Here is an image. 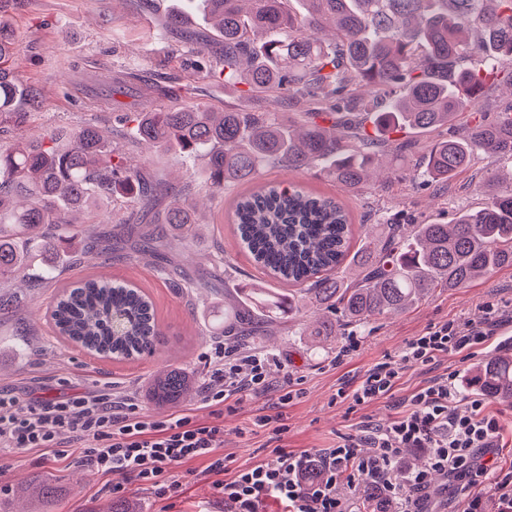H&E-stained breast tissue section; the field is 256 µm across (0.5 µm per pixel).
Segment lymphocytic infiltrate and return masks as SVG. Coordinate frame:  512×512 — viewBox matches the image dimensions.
<instances>
[{"label": "lymphocytic infiltrate", "mask_w": 512, "mask_h": 512, "mask_svg": "<svg viewBox=\"0 0 512 512\" xmlns=\"http://www.w3.org/2000/svg\"><path fill=\"white\" fill-rule=\"evenodd\" d=\"M479 322H444L408 340L397 359L372 365L353 388L338 397L362 407L391 397L402 373L422 368L440 355L486 348L501 321L498 307L488 304ZM276 358L215 346L210 371L195 407L165 419L141 413L134 398L105 391H77L30 404L0 393V453L41 451L55 459H77L98 474L111 477L113 493L134 481L156 498L169 501L184 492L173 468L202 460L224 512H263L267 499H278L288 512H352L339 493L340 484L373 489L365 512H405L415 495L429 493L435 477H474L493 484L492 496L475 494L463 512H512V471L481 462L495 447L503 426L488 411L484 396L464 393L458 372L435 376L411 395L405 410L390 420L361 426L335 446L313 453L282 446L288 431L286 409L304 395L300 379L275 377ZM275 393L273 413L256 416L274 448L256 464L233 469L220 453L222 417L227 401L253 394ZM467 413H460L459 403ZM422 448L427 462L405 482L394 479L404 449ZM317 471L318 481L307 479Z\"/></svg>", "instance_id": "obj_1"}]
</instances>
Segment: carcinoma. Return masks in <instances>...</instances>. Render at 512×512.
<instances>
[{
    "instance_id": "carcinoma-1",
    "label": "carcinoma",
    "mask_w": 512,
    "mask_h": 512,
    "mask_svg": "<svg viewBox=\"0 0 512 512\" xmlns=\"http://www.w3.org/2000/svg\"><path fill=\"white\" fill-rule=\"evenodd\" d=\"M194 0L224 40L221 67L206 71L224 86H246L248 108L213 112L182 103L126 112L121 125L150 149H178L206 161L203 188L229 194L267 168H314L345 192L358 191L387 172L405 178L402 130L430 132L473 119L432 141L418 175L440 190L481 154L499 167L486 170V201L446 222L393 223L357 249L350 220L335 197L298 183H268L238 197L232 224L255 266L291 288L288 313L301 310L296 294L332 317L315 335L341 336L379 317L398 315L438 289L462 288L512 266V101L493 113L481 98L487 81L512 66V0ZM15 49L0 25V125H27L18 108L28 95L6 67ZM170 185L144 173L118 131L95 122L79 130L48 128L0 147V288L30 271L35 252L56 254L94 230L72 215L104 203L118 213L130 206L146 215ZM171 229L190 232L196 206L187 199L168 212ZM164 231L141 240L133 254L153 258L169 279ZM56 333L104 358L134 360L153 353L164 333L153 303L126 282L86 278L57 294L50 310ZM224 332L242 341L259 334L255 307H224ZM471 380L491 398L512 401V354L479 366ZM193 388L180 368L157 373L149 397L161 406Z\"/></svg>"
}]
</instances>
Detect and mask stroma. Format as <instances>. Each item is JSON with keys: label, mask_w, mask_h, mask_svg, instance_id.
<instances>
[{"label": "stroma", "mask_w": 512, "mask_h": 512, "mask_svg": "<svg viewBox=\"0 0 512 512\" xmlns=\"http://www.w3.org/2000/svg\"><path fill=\"white\" fill-rule=\"evenodd\" d=\"M173 0H0V21L11 30L15 50L12 71L32 92L33 115L19 130L0 133V145L10 146L63 125L79 129L88 120L116 124L119 114L139 112L170 103L180 86L193 85L188 104L214 110L239 102L236 89L207 79L205 61L184 44L178 33L165 28L162 19ZM148 171L173 183L178 192L189 189L201 210L192 235L173 234L169 259L192 288H180L157 279L148 260L128 261L127 250L137 240L140 225L118 228L97 225L100 239L109 241L112 257L86 265L79 248L54 281L13 280L0 290L6 299L0 308V392L24 402L48 401L75 391H98L107 386L135 394L142 409L163 418L172 407L160 408L148 398L151 377L177 366L202 383L209 370V355L216 344L248 352L277 356L285 373L303 378L304 396L287 409L288 431L283 446L315 451L335 444L339 435L354 432L362 421H384L394 416L400 401L423 384L426 371L403 372L394 399L381 400L351 410L349 400L337 397L342 381L360 379L373 364L396 357L412 337L446 321H479L482 308L492 303L512 317V267L499 269L464 288L440 290L422 304L391 318L371 321L357 331L360 349L342 364L334 359L345 343L341 336H318L320 310L305 303L295 316L273 313L267 333L243 342L224 333V307L241 289L268 288L271 280L254 267L239 249L228 220L224 196L203 199L200 191L204 160H186L173 152L148 149L138 154ZM491 158L478 160L460 174L442 197L432 188L411 180L373 186L349 195L345 201L353 215L355 240L381 214L397 211L416 221L446 218L448 212L475 206L485 198L484 175ZM120 278L143 288L152 298L165 342L150 355L133 361H112L88 354L57 336L48 308L61 287L87 276ZM512 353V320L500 326L491 347L469 359L443 355L436 372L472 369L490 357ZM273 395L245 397L236 411L225 413L222 452L233 466H246L265 458L269 445L265 430L252 426L255 415L268 412ZM0 482L9 493L0 495V512H103L112 497L106 478L77 461L58 462L34 452H21L0 461ZM57 488V498L47 502L41 485ZM427 512H462L476 486L468 480L436 478ZM132 512H221L223 505L206 479L192 481L172 508L134 483L122 494Z\"/></svg>", "instance_id": "obj_1"}]
</instances>
